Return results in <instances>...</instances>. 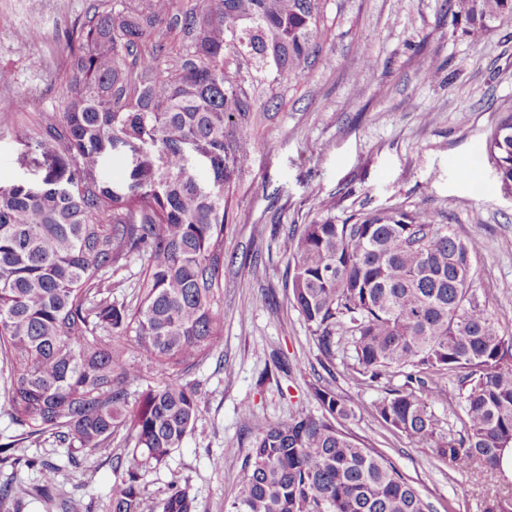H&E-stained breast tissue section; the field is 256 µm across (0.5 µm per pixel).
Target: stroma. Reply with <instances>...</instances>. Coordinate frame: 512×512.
<instances>
[{"mask_svg":"<svg viewBox=\"0 0 512 512\" xmlns=\"http://www.w3.org/2000/svg\"><path fill=\"white\" fill-rule=\"evenodd\" d=\"M101 0H0V67L15 80L0 86V109L38 135L66 97L64 36ZM455 0H329L333 35L316 61L271 105L254 131L247 167L234 171L232 218L224 226L220 347L186 376L198 389L195 432L167 464L140 472L145 512L172 478L186 481L198 512H227L260 429L320 407L311 388L328 385L357 401L344 428L387 456L435 512H482L498 484L485 472H457L432 449L415 445L375 415L380 386L364 383L348 344L332 370L285 286V233L311 221H344L373 211L430 212L459 237L478 239L473 287L512 336V194L504 193L488 152L501 117L512 112V20L479 41L462 36ZM29 32L19 42L20 32ZM375 62L367 71L361 55ZM434 67L425 78L422 62ZM282 360L276 369L274 360ZM251 407V421L240 417ZM10 417L0 390V444L13 456L59 466L58 492L37 497L38 469L0 466V512H104L117 477L111 450L83 453L71 465L52 437L31 441Z\"/></svg>","mask_w":512,"mask_h":512,"instance_id":"1","label":"stroma"}]
</instances>
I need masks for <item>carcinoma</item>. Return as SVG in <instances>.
Instances as JSON below:
<instances>
[{
	"mask_svg": "<svg viewBox=\"0 0 512 512\" xmlns=\"http://www.w3.org/2000/svg\"><path fill=\"white\" fill-rule=\"evenodd\" d=\"M326 2L123 0L66 32L63 112L37 145L11 125L25 146L19 167L39 174L0 186V366L11 416L27 438L48 433L77 452L108 450L124 430L109 512H143L139 469L165 464L195 430L197 391L183 376L224 333L225 170L249 163L260 113L327 42ZM507 19L512 0H457L454 11L473 38ZM188 147L209 180L185 171ZM119 152L125 171L109 178L105 161ZM489 155L511 194V112ZM280 248L321 353L334 359L343 327L358 373L383 384L379 419L458 472L500 471L512 446V338L471 288L481 243L415 210L313 221ZM135 256L148 264L130 306L108 274ZM445 376L460 383L457 440L432 411L448 398ZM313 396L320 415L257 434L229 512H433L385 455L344 431L355 402L327 386ZM27 466L40 467L37 493L51 496L59 467ZM155 512H197L188 484L172 479ZM485 512H512V486L496 488Z\"/></svg>",
	"mask_w": 512,
	"mask_h": 512,
	"instance_id": "carcinoma-1",
	"label": "carcinoma"
}]
</instances>
